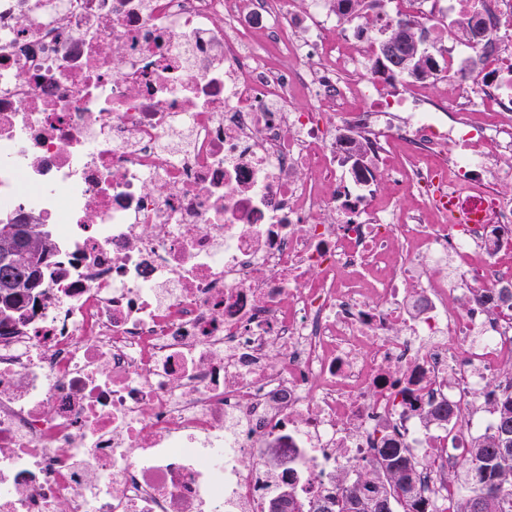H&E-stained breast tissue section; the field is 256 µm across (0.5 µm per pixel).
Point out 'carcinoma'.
<instances>
[{"label": "carcinoma", "instance_id": "1", "mask_svg": "<svg viewBox=\"0 0 512 512\" xmlns=\"http://www.w3.org/2000/svg\"><path fill=\"white\" fill-rule=\"evenodd\" d=\"M336 12L379 21L384 0H330ZM401 21L388 22L394 47L401 58V75L411 80L433 77L435 61L429 54H414L415 46L427 41L424 24L400 29ZM50 231L44 224L0 223V325L8 326L27 306V300L41 286L48 259L52 255ZM503 383L488 381L497 394L492 431L476 439L469 449L472 469L460 474L467 489L455 512H512V368L505 370ZM416 476L400 448L383 449L382 468H369L359 474L350 488L316 501L300 503L288 512H423L414 496Z\"/></svg>", "mask_w": 512, "mask_h": 512}]
</instances>
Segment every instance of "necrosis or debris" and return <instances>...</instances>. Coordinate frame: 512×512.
Here are the masks:
<instances>
[{
	"label": "necrosis or debris",
	"mask_w": 512,
	"mask_h": 512,
	"mask_svg": "<svg viewBox=\"0 0 512 512\" xmlns=\"http://www.w3.org/2000/svg\"><path fill=\"white\" fill-rule=\"evenodd\" d=\"M476 15L491 43L449 42L435 73L455 111L410 112L424 84L393 97L329 0H0V222L55 236L0 330V512H270L387 446L426 512L458 497L512 363L486 300L512 284V0L393 13ZM382 181L420 199L406 223L363 203ZM451 194L485 220L449 223Z\"/></svg>",
	"instance_id": "4bbe7bcc"
}]
</instances>
